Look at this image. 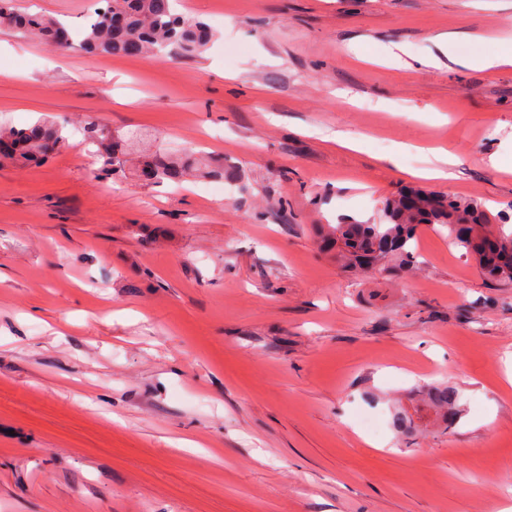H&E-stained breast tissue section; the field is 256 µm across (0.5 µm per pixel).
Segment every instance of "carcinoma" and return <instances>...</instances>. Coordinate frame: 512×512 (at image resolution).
Masks as SVG:
<instances>
[{
  "mask_svg": "<svg viewBox=\"0 0 512 512\" xmlns=\"http://www.w3.org/2000/svg\"><path fill=\"white\" fill-rule=\"evenodd\" d=\"M174 0H106L95 11L86 27L75 34L61 22L40 14L18 11L14 0H0V25L21 33L66 46L72 37L80 38L88 54L135 56L155 59L165 54L190 57L214 36L201 21L184 19L173 12ZM62 128L48 121L25 127H0V140L7 139L11 151L0 154V163L45 160L65 141ZM84 139L97 147L104 174L123 166L121 148L142 140L136 133L122 141L95 123L84 128ZM192 146L173 154L159 147L144 156L142 176L160 183L179 181L200 170ZM387 224H337L331 227L332 242H341L349 261L374 264L388 261L399 268L413 263L416 225L437 224L448 229V238L476 256L480 270L498 281L512 282V231L494 224L488 213L471 203H458L443 196L415 191L386 204ZM430 406L446 409L445 428L452 427L459 399L458 392L446 383L435 386Z\"/></svg>",
  "mask_w": 512,
  "mask_h": 512,
  "instance_id": "cac0c4a2",
  "label": "carcinoma"
}]
</instances>
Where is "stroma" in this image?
Wrapping results in <instances>:
<instances>
[{"instance_id": "stroma-1", "label": "stroma", "mask_w": 512, "mask_h": 512, "mask_svg": "<svg viewBox=\"0 0 512 512\" xmlns=\"http://www.w3.org/2000/svg\"><path fill=\"white\" fill-rule=\"evenodd\" d=\"M71 27L95 0H17ZM224 22L194 57L91 58L0 28V124L67 123L0 165V512H504L512 283L421 226L399 272L345 266L330 224L413 189L512 228V66L400 68L438 33H512V0H183ZM224 163L101 178L84 123ZM338 135L358 149L330 143ZM455 148L454 179L428 181ZM396 156V166L384 159ZM459 392L458 423L365 433Z\"/></svg>"}]
</instances>
